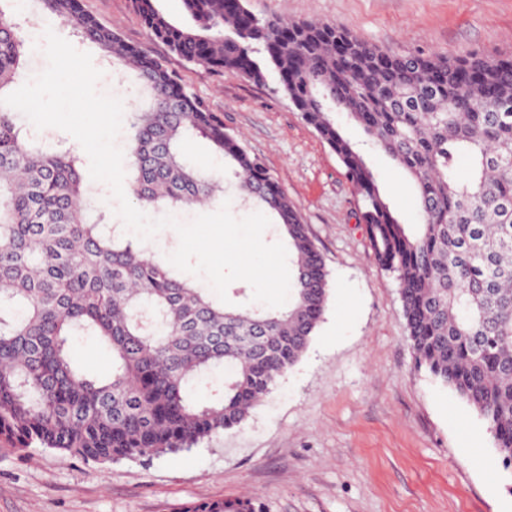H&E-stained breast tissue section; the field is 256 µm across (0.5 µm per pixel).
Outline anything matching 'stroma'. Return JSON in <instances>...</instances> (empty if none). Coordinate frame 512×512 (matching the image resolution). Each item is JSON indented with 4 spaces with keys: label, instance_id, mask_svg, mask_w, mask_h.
<instances>
[{
    "label": "stroma",
    "instance_id": "1",
    "mask_svg": "<svg viewBox=\"0 0 512 512\" xmlns=\"http://www.w3.org/2000/svg\"><path fill=\"white\" fill-rule=\"evenodd\" d=\"M163 58L224 114L300 209L330 273L324 320L300 362L242 429L176 455L112 464L0 440V512H184L251 496L264 512H512L505 467L478 413L417 366L397 281L374 259L343 166L272 85L186 63L151 40L131 0H83ZM260 16L329 21L383 50L512 55V0H247ZM368 163L407 225L420 221L404 172ZM73 363L103 378L112 353L72 337Z\"/></svg>",
    "mask_w": 512,
    "mask_h": 512
}]
</instances>
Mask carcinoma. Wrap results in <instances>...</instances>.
<instances>
[{
    "label": "carcinoma",
    "mask_w": 512,
    "mask_h": 512,
    "mask_svg": "<svg viewBox=\"0 0 512 512\" xmlns=\"http://www.w3.org/2000/svg\"><path fill=\"white\" fill-rule=\"evenodd\" d=\"M114 67L134 74L123 143L147 208L214 203L224 184L185 154L207 139L239 196L268 210L288 247L279 309L214 299L137 240L88 216L79 158L55 151L0 103V439L106 464L177 454L244 426L324 319L329 271L280 182L181 75L88 12L42 0ZM151 39L187 63L263 84L269 74L336 154L363 202L377 262L393 272L417 365L486 422L512 465V56L445 60L372 46L331 22L259 17L245 0H132ZM32 36L0 9V98L20 88ZM343 112L406 174L411 232L378 173L333 118ZM112 349V374L76 369L71 336ZM184 512H262L253 499Z\"/></svg>",
    "instance_id": "cac0c4a2"
}]
</instances>
